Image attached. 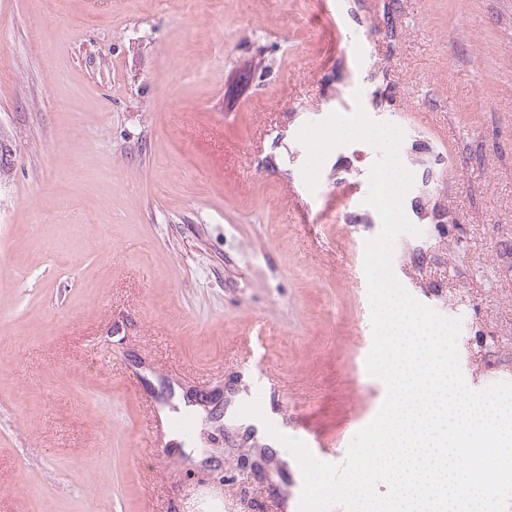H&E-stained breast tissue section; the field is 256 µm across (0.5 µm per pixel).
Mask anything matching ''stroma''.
Listing matches in <instances>:
<instances>
[{
	"mask_svg": "<svg viewBox=\"0 0 512 512\" xmlns=\"http://www.w3.org/2000/svg\"><path fill=\"white\" fill-rule=\"evenodd\" d=\"M384 1L0 0V512H278L291 452L238 468L256 380L344 465L387 396L366 367L381 153L334 148L311 190L297 135L358 106L416 160L394 275L460 319L469 388L512 383V0ZM167 381L221 391L223 427ZM157 403L192 414L180 447L219 442L222 481L142 449Z\"/></svg>",
	"mask_w": 512,
	"mask_h": 512,
	"instance_id": "stroma-1",
	"label": "stroma"
}]
</instances>
